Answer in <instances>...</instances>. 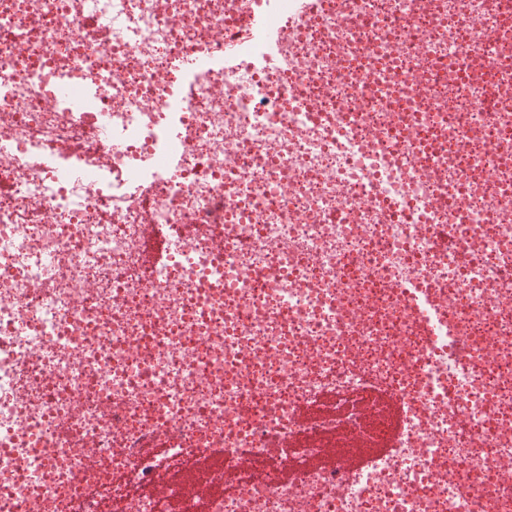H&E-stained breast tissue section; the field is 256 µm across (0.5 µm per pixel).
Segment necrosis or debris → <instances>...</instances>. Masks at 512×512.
I'll return each instance as SVG.
<instances>
[{
	"label": "necrosis or debris",
	"instance_id": "4bbe7bcc",
	"mask_svg": "<svg viewBox=\"0 0 512 512\" xmlns=\"http://www.w3.org/2000/svg\"><path fill=\"white\" fill-rule=\"evenodd\" d=\"M245 7L0 0V512H512V37L324 0L273 55L301 0ZM381 392L394 453L310 467ZM408 300L425 314V327L422 329V336H433L435 320L438 315L434 309V302L427 291L416 289L415 292L412 291L408 294Z\"/></svg>",
	"mask_w": 512,
	"mask_h": 512
}]
</instances>
